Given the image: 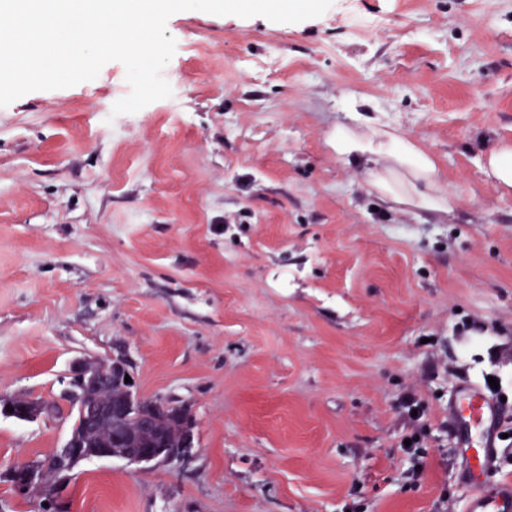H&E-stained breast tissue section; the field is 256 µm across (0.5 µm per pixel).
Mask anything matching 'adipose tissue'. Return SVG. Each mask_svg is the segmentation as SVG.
<instances>
[{
  "mask_svg": "<svg viewBox=\"0 0 512 512\" xmlns=\"http://www.w3.org/2000/svg\"><path fill=\"white\" fill-rule=\"evenodd\" d=\"M333 145L338 157L363 164L368 186L384 200L454 214L455 201L443 190L434 158L396 129L380 124L360 130L340 127Z\"/></svg>",
  "mask_w": 512,
  "mask_h": 512,
  "instance_id": "ef3b65f1",
  "label": "adipose tissue"
}]
</instances>
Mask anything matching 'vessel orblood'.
<instances>
[{"label":"vessel or blood","instance_id":"vessel-or-blood-1","mask_svg":"<svg viewBox=\"0 0 512 512\" xmlns=\"http://www.w3.org/2000/svg\"><path fill=\"white\" fill-rule=\"evenodd\" d=\"M448 416L460 434L463 475L474 488L467 512H512L511 480L499 481L489 489L481 483L483 476L496 470L498 402L481 385H462L448 403Z\"/></svg>","mask_w":512,"mask_h":512}]
</instances>
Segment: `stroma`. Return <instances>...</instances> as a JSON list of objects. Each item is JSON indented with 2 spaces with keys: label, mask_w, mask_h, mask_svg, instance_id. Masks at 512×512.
I'll use <instances>...</instances> for the list:
<instances>
[{
  "label": "stroma",
  "mask_w": 512,
  "mask_h": 512,
  "mask_svg": "<svg viewBox=\"0 0 512 512\" xmlns=\"http://www.w3.org/2000/svg\"><path fill=\"white\" fill-rule=\"evenodd\" d=\"M167 30L172 96L114 127L117 61L0 107V395L58 399L74 359L121 354L196 421L184 464L81 461L53 512H465L448 399L490 377L512 398V195L481 176L512 142V0ZM375 120L437 159L454 218L384 202L337 157V127ZM70 425L0 415V471ZM423 428L413 425L411 430L406 433L401 441V448L416 462L418 467H422L421 464L424 458L428 454L427 446L423 442ZM405 439L411 440L410 446H405Z\"/></svg>",
  "instance_id": "obj_1"
}]
</instances>
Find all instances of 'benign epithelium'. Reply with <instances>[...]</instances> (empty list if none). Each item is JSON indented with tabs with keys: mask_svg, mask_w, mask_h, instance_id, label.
Returning <instances> with one entry per match:
<instances>
[{
	"mask_svg": "<svg viewBox=\"0 0 512 512\" xmlns=\"http://www.w3.org/2000/svg\"><path fill=\"white\" fill-rule=\"evenodd\" d=\"M131 374L128 361L118 356L109 361L91 362L85 359L74 361L69 370L71 384L77 388L87 385L104 387L112 390L120 389L122 404L112 409V404L88 405L78 399L70 402L77 407L81 418V429L70 433L63 448L52 460L27 461L18 463L6 469L7 478L13 490L19 495H26L34 488L41 489L52 497L56 484L44 483L46 473L62 474L72 469V465L91 458H123L131 464L149 465L163 463L176 465L185 462L192 455L195 447V433H190L179 448H165L160 442L161 419L170 408L177 404L166 399H155L152 403V416L146 418L140 415L144 400L135 390V382H125V376ZM13 411H7V408ZM48 406L39 401L20 396H0V414L17 419L31 420L36 418ZM120 419L131 417L135 425L123 431L121 437L107 441L106 447L99 452H85L86 438L96 433L102 425L112 424V416Z\"/></svg>",
	"mask_w": 512,
	"mask_h": 512,
	"instance_id": "benign-epithelium-1",
	"label": "benign epithelium"
}]
</instances>
